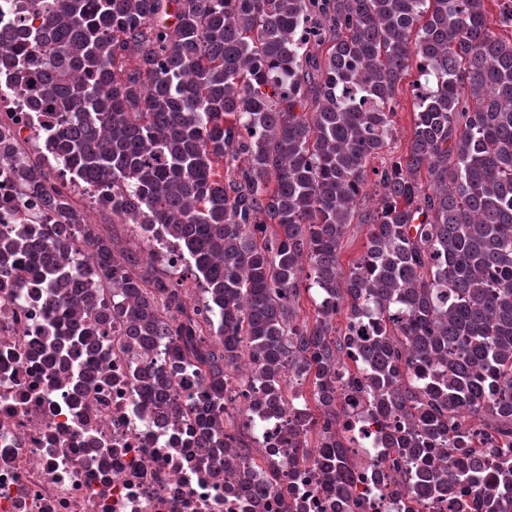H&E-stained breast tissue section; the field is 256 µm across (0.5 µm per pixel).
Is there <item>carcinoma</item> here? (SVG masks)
Masks as SVG:
<instances>
[{"mask_svg":"<svg viewBox=\"0 0 512 512\" xmlns=\"http://www.w3.org/2000/svg\"><path fill=\"white\" fill-rule=\"evenodd\" d=\"M30 2L39 25L0 33V69L40 39L14 88L55 131L53 168L112 185L98 204L161 225L173 254L162 272L132 273L138 256L117 255L0 131V163L53 216L58 252L72 231L90 247L99 287L66 299L91 311L109 288L107 310L74 323L85 341L115 321L139 348L164 347L170 370L143 371L138 389L161 399L191 368L205 429L245 361L250 407L298 403L296 442L328 449L344 447L333 425L346 370L375 413L409 423L390 436L389 471L412 462L425 501L473 481L465 451L435 468L430 457L466 413L512 434V0ZM413 68V136L395 156ZM371 174L378 206L361 208ZM355 221L367 242L344 277ZM186 268L208 294L191 309ZM313 291L301 320L295 304ZM290 378L310 395H288ZM251 435L243 422L222 445ZM494 467L488 508L512 512V453ZM418 73L415 68L411 69L408 75L402 80L397 91V102L395 121V134L392 142V151L396 154H404L409 146L414 128V95L413 89Z\"/></svg>","mask_w":512,"mask_h":512,"instance_id":"cac0c4a2","label":"carcinoma"}]
</instances>
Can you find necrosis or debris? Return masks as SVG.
<instances>
[{
	"mask_svg": "<svg viewBox=\"0 0 512 512\" xmlns=\"http://www.w3.org/2000/svg\"><path fill=\"white\" fill-rule=\"evenodd\" d=\"M11 70L0 71V128L26 149L48 152L51 128L12 95ZM53 218L25 203L9 166L0 167V244L28 235L21 255L0 263V512H487L497 486L487 470L508 445L485 426L466 434L482 476L421 502L411 479L391 484L383 461L388 431L368 401L340 387L341 455L290 448L286 415L250 412L258 448L280 461L279 485L255 473L243 484L241 459L224 469V451L204 435L186 396L198 379L178 376L164 401L138 394L134 374L158 362L122 337L74 347L72 315L46 288L42 235ZM212 446L203 455L204 446Z\"/></svg>",
	"mask_w": 512,
	"mask_h": 512,
	"instance_id": "4bbe7bcc",
	"label": "necrosis or debris"
}]
</instances>
